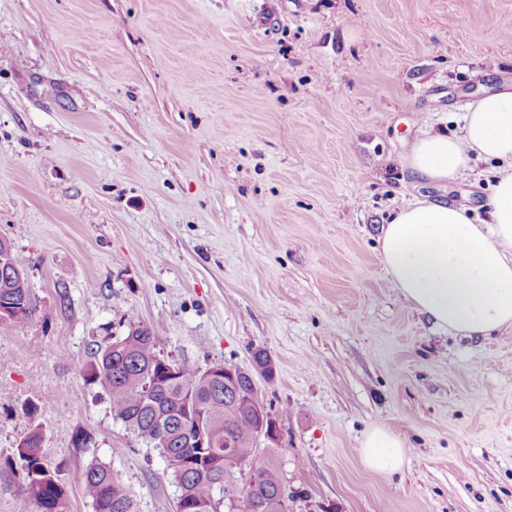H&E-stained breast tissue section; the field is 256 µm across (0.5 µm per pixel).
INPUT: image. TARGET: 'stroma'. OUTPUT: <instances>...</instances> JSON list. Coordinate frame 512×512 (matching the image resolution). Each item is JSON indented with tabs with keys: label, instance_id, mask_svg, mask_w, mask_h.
<instances>
[{
	"label": "stroma",
	"instance_id": "35a3bbf8",
	"mask_svg": "<svg viewBox=\"0 0 512 512\" xmlns=\"http://www.w3.org/2000/svg\"><path fill=\"white\" fill-rule=\"evenodd\" d=\"M507 85L512 0H0V240L33 300L0 323V456L38 427L68 512H93L94 459L135 512H175L83 378L155 325L192 371L270 355L290 512H512V327L438 328L380 260L402 204L485 219L500 162L432 183L404 157ZM377 427L398 472L362 461ZM364 464L375 471L393 473L399 470L405 459L403 443L388 430L374 428L361 446Z\"/></svg>",
	"mask_w": 512,
	"mask_h": 512
}]
</instances>
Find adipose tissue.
I'll list each match as a JSON object with an SVG mask.
<instances>
[{"label":"adipose tissue","instance_id":"1","mask_svg":"<svg viewBox=\"0 0 512 512\" xmlns=\"http://www.w3.org/2000/svg\"><path fill=\"white\" fill-rule=\"evenodd\" d=\"M472 154L511 167L487 199V221L473 223L465 206L429 200L402 205L383 230L381 261L404 301L439 328L487 336L512 327V91L478 99L457 135L418 138L405 163L438 183L466 176ZM361 456L368 468L393 473L405 450L377 427L363 441Z\"/></svg>","mask_w":512,"mask_h":512}]
</instances>
